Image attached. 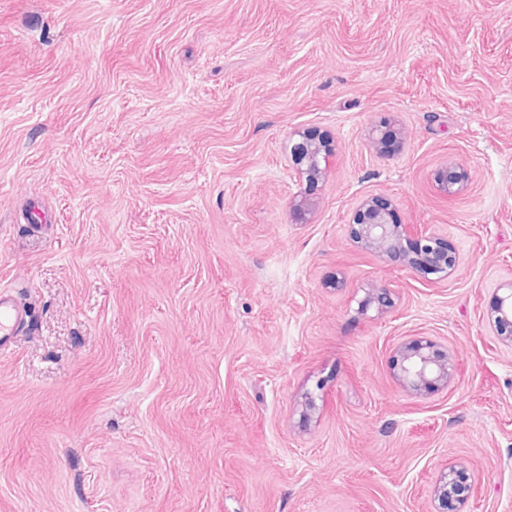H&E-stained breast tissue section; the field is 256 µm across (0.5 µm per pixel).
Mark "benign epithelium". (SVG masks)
<instances>
[{
    "instance_id": "7a95c632",
    "label": "benign epithelium",
    "mask_w": 512,
    "mask_h": 512,
    "mask_svg": "<svg viewBox=\"0 0 512 512\" xmlns=\"http://www.w3.org/2000/svg\"><path fill=\"white\" fill-rule=\"evenodd\" d=\"M289 153L301 165L299 175L309 182L323 173L321 162L329 156L326 143L305 135L290 145ZM466 175L447 166L438 175L444 192L454 193L463 188ZM316 207L315 200L301 193L292 201L293 213L302 220ZM357 226L354 239L361 247L411 269L426 283H439L458 267L459 256L441 238L426 233H414L404 224L394 223L392 205L380 197L363 200L352 217ZM496 309L489 322L494 335L512 344V281L495 289ZM371 305L383 311L392 307L390 291L386 288L368 290L362 307ZM398 378L415 394L437 387H447L457 373V365L448 349L436 341L419 337L401 343L397 350ZM472 486L458 483L457 471L448 469L440 479L435 493L434 512H459L471 496Z\"/></svg>"
}]
</instances>
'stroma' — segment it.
<instances>
[{
  "label": "stroma",
  "mask_w": 512,
  "mask_h": 512,
  "mask_svg": "<svg viewBox=\"0 0 512 512\" xmlns=\"http://www.w3.org/2000/svg\"><path fill=\"white\" fill-rule=\"evenodd\" d=\"M372 196L448 279L355 243ZM510 279L512 0H0V512H433L451 466L512 512ZM420 336L457 375L415 395ZM301 140L292 143L289 147L291 158H294L298 165H301L299 175L309 182L319 179L323 173L321 161L325 162L329 156V149L326 143L309 138L306 135L296 134ZM304 166V168H303ZM495 300L496 309L489 317L492 331L501 341L512 344V280L495 289ZM23 315V309L13 298L0 292V345L11 342ZM396 353L399 381L415 394L448 387L457 373L455 359L448 349L425 337L401 343Z\"/></svg>",
  "instance_id": "35a3bbf8"
}]
</instances>
